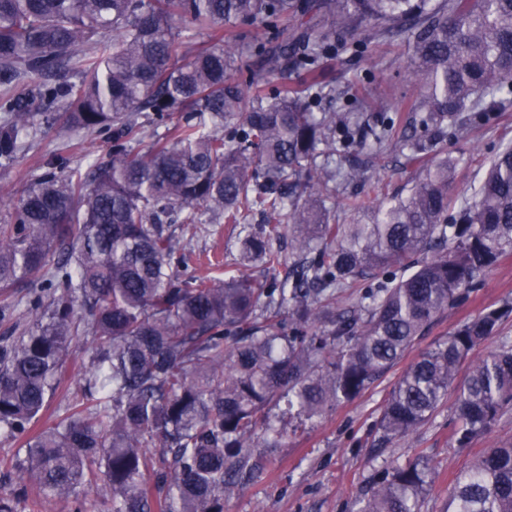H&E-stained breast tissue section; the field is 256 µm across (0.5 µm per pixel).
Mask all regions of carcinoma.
I'll use <instances>...</instances> for the list:
<instances>
[{"label":"carcinoma","instance_id":"carcinoma-1","mask_svg":"<svg viewBox=\"0 0 512 512\" xmlns=\"http://www.w3.org/2000/svg\"><path fill=\"white\" fill-rule=\"evenodd\" d=\"M349 41L407 47L419 91L405 121L367 94L313 110L348 98L332 62ZM511 95L512 0H0V172L42 131L112 142L90 171L57 156L0 199V289L44 272L29 326L0 347V443L24 448L0 512L30 489L89 512L91 484L111 512H224L259 470L251 449L288 436L273 408L303 424L357 398L512 252V143L451 217L444 147ZM387 151L417 167L412 185L336 223L325 200ZM255 209L263 223H246ZM223 223L240 226V259L216 279L181 238ZM511 315L488 310L420 351L379 441L428 422L465 363L457 447L512 409V342L469 360ZM81 336L79 390L49 422ZM434 482L424 456L396 459L352 512H421ZM447 512H512V444L474 461Z\"/></svg>","mask_w":512,"mask_h":512}]
</instances>
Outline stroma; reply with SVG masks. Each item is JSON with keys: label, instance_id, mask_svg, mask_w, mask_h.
Here are the masks:
<instances>
[{"label": "stroma", "instance_id": "obj_1", "mask_svg": "<svg viewBox=\"0 0 512 512\" xmlns=\"http://www.w3.org/2000/svg\"><path fill=\"white\" fill-rule=\"evenodd\" d=\"M335 73L340 82L350 84L352 92L373 89L395 112L401 109L402 95L416 89L406 48L400 42L373 44L362 53L353 49L340 52ZM510 142L512 109L472 126L462 140H449L448 153L457 160L451 197L471 196L484 166L502 144ZM110 148L102 137L82 131L72 132L66 139L48 132L37 139L18 166L0 173V197L20 193L33 183L53 155L86 166L104 161ZM414 176V168L406 166L403 158L382 154L364 183L329 201L330 213L337 222H349L356 217L349 206L350 194L372 205L402 190ZM184 242L192 258L201 260L204 274L223 275L225 266L233 264L237 256V230L231 224L208 225L195 236L185 237ZM506 301L512 302V254L501 257L487 270L467 298L438 315L416 350L408 351L363 395L289 434L281 447L267 449L260 477L227 499L224 512H347L351 500L371 482L380 464L418 453L427 457L436 472L422 512H445L457 477L467 473L486 450L512 443V411L462 451L455 448L451 438L455 404L451 398L415 433L386 447H375L374 425L389 391L415 359L417 349L448 337L462 323Z\"/></svg>", "mask_w": 512, "mask_h": 512}]
</instances>
